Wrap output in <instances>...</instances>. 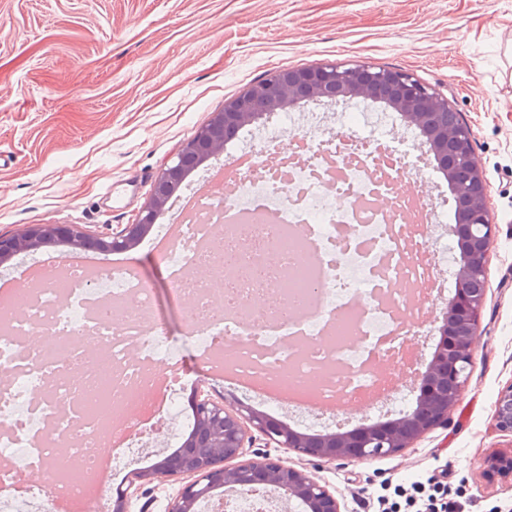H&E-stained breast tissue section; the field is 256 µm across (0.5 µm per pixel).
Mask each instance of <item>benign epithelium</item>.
I'll return each instance as SVG.
<instances>
[{
	"label": "benign epithelium",
	"instance_id": "7a95c632",
	"mask_svg": "<svg viewBox=\"0 0 512 512\" xmlns=\"http://www.w3.org/2000/svg\"><path fill=\"white\" fill-rule=\"evenodd\" d=\"M358 98L384 104L420 130L424 137L421 146L438 161L455 199V223L448 225V233L460 243L457 288L435 327L439 340L431 360L425 370L406 373L419 388L415 407L387 422L308 435L252 405L198 398L193 405L196 429L182 449L151 468L133 470L134 481L128 488L120 484L112 489V512H127L130 487L143 488L164 477L188 479L170 499L166 512H203L218 496L260 489L285 502L300 503L303 512H341L338 499L327 486L314 475L271 457L269 448L324 462L364 461L408 448L428 431L448 425V409L459 400L472 367L496 225L490 218L486 183L469 129L445 123L441 113L450 107L448 99L407 72L380 71L366 64L277 71L266 82L224 102V108L213 113L210 122L164 165L135 223L119 224L105 236H94L75 224H30L14 234L0 235V265L56 241H64L74 250L126 252L156 223L185 172L219 155L243 127L305 100L332 106ZM495 414L498 430L512 434V384L499 393ZM248 453L252 458L243 459ZM485 476L490 480L512 477V449L489 456Z\"/></svg>",
	"mask_w": 512,
	"mask_h": 512
}]
</instances>
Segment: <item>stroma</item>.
<instances>
[{
    "mask_svg": "<svg viewBox=\"0 0 512 512\" xmlns=\"http://www.w3.org/2000/svg\"><path fill=\"white\" fill-rule=\"evenodd\" d=\"M330 63L399 69L446 97L471 130L497 229L472 370L447 426L364 461L319 464L281 448L271 455L314 474L341 512H405L419 486L434 488L447 512H512V477L484 475L490 454L512 448L494 421L496 398L512 385V0H0V235L30 224L101 234L133 223L164 164L225 101L275 71ZM289 113L300 126L320 117L331 132L378 124L390 145L418 155L421 176H405L400 190L435 207L445 228L433 249L449 257L409 317L408 353L430 357L460 247L446 230L453 195L434 159L420 158L419 130L358 100L305 102ZM279 129L276 115L246 126L180 195L205 186L223 197L212 170ZM119 258L154 289L165 336H182L166 268L148 241ZM182 373L185 413L200 392L238 395L193 352ZM275 416L316 434L382 413L364 402L332 412L284 403Z\"/></svg>",
    "mask_w": 512,
    "mask_h": 512,
    "instance_id": "stroma-1",
    "label": "stroma"
}]
</instances>
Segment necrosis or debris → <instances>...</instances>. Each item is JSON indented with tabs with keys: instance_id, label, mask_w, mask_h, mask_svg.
Listing matches in <instances>:
<instances>
[{
	"instance_id": "necrosis-or-debris-1",
	"label": "necrosis or debris",
	"mask_w": 512,
	"mask_h": 512,
	"mask_svg": "<svg viewBox=\"0 0 512 512\" xmlns=\"http://www.w3.org/2000/svg\"><path fill=\"white\" fill-rule=\"evenodd\" d=\"M380 147L293 129L238 157L232 195L197 197L201 221L160 254L186 341L163 336L155 293L130 265L93 275L69 263L61 280L16 289L0 309V512L79 497L103 439L148 398L176 418L181 387L155 379L178 370L188 344L260 382L270 408L284 394L380 395L374 366L401 363L408 290L427 279L433 240L411 232L401 167ZM60 434L73 464L55 471ZM47 470V493L15 490L22 474Z\"/></svg>"
}]
</instances>
